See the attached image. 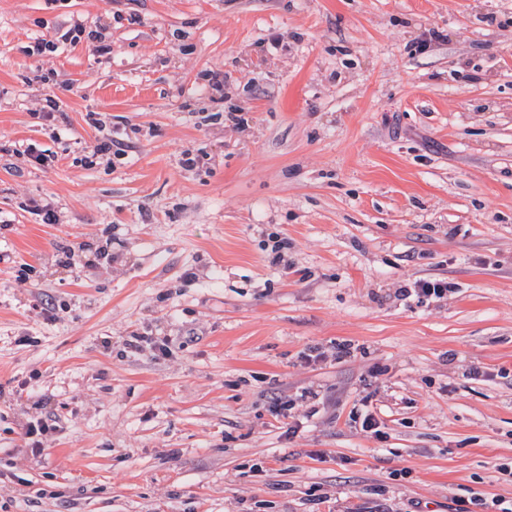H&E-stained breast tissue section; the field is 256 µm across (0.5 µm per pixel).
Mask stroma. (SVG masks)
I'll list each match as a JSON object with an SVG mask.
<instances>
[{"mask_svg": "<svg viewBox=\"0 0 512 512\" xmlns=\"http://www.w3.org/2000/svg\"><path fill=\"white\" fill-rule=\"evenodd\" d=\"M511 466L512 0H0V512H500ZM60 38L65 41L78 42L82 39L96 42V51L103 55L110 52V46L102 40V36L99 31L87 28L81 21H75L69 28L63 33ZM404 295L415 296L418 299L426 298H443L448 293V284L440 281L418 280L415 281L410 288H403Z\"/></svg>", "mask_w": 512, "mask_h": 512, "instance_id": "obj_1", "label": "stroma"}]
</instances>
